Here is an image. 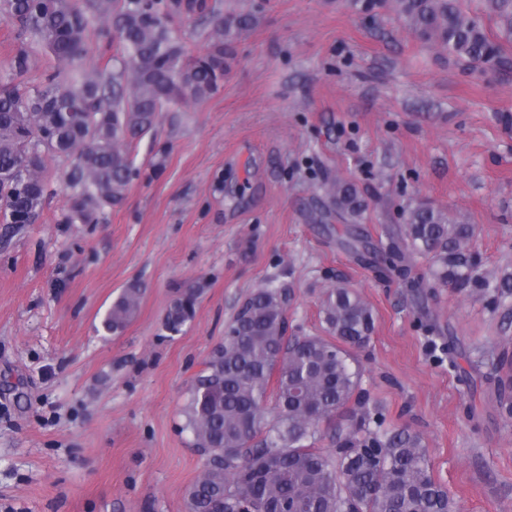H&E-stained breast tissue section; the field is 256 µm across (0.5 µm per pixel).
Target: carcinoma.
<instances>
[{
	"label": "carcinoma",
	"mask_w": 512,
	"mask_h": 512,
	"mask_svg": "<svg viewBox=\"0 0 512 512\" xmlns=\"http://www.w3.org/2000/svg\"><path fill=\"white\" fill-rule=\"evenodd\" d=\"M499 41L466 0H392L424 42L475 67L512 62V0H489ZM176 16L210 25L207 49L187 54L172 27ZM0 20L18 26L9 67L0 70V224H30L47 202L46 160L71 161L67 224H97L120 205L141 176L132 145L157 136L162 114L200 103L224 82V38L249 24L225 16L211 0H0ZM50 55L41 85L30 88L34 46ZM102 62L88 66L93 52ZM336 215L355 224L366 211L356 187L326 182ZM391 242L393 268L416 257L431 262L435 281L496 300L512 296V280L480 270L475 226L426 204L411 208ZM201 289L181 290L162 326L178 335L193 318ZM144 288L133 282L102 320L110 334L132 321ZM286 294L274 287L245 300L203 368L192 379L186 429L205 458L188 491L189 512H454L447 489L431 473L422 438L383 427L361 387L354 350L374 332L372 308L354 289L336 285L322 303L323 336L287 335ZM494 394L512 418V353L497 357ZM276 377V414L265 403ZM327 424L336 448L316 447Z\"/></svg>",
	"instance_id": "cac0c4a2"
}]
</instances>
